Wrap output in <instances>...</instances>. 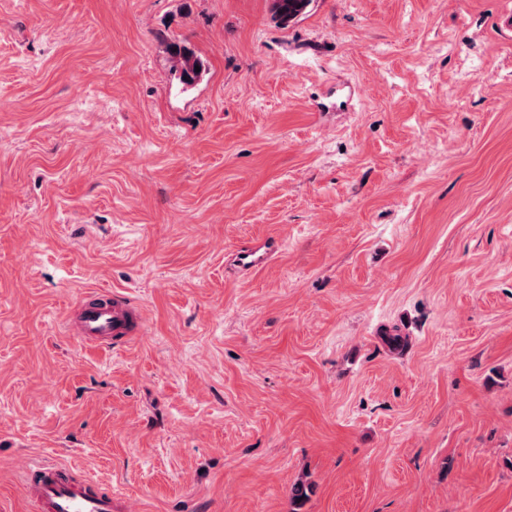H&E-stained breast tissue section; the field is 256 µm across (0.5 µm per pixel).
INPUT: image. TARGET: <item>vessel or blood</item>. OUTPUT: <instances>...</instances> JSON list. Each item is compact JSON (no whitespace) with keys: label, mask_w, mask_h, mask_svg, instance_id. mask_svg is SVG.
I'll use <instances>...</instances> for the list:
<instances>
[{"label":"vessel or blood","mask_w":512,"mask_h":512,"mask_svg":"<svg viewBox=\"0 0 512 512\" xmlns=\"http://www.w3.org/2000/svg\"><path fill=\"white\" fill-rule=\"evenodd\" d=\"M142 322L123 294L99 287L82 294L66 314L64 329L81 344L108 349L135 340ZM22 489L31 512H115L111 482L88 462L25 467Z\"/></svg>","instance_id":"1"}]
</instances>
